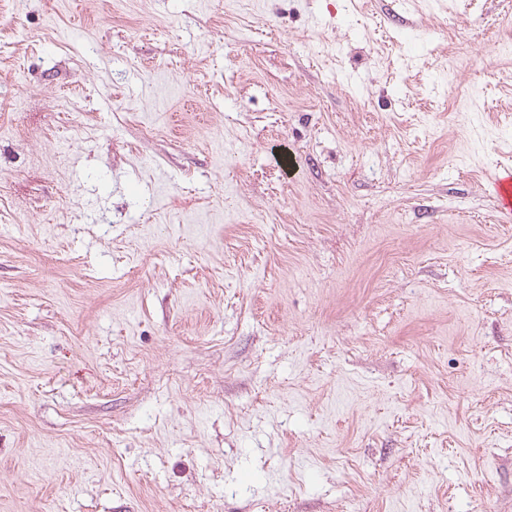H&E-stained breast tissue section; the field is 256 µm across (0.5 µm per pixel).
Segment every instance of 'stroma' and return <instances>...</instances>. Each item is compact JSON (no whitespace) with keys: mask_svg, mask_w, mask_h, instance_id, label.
Wrapping results in <instances>:
<instances>
[{"mask_svg":"<svg viewBox=\"0 0 512 512\" xmlns=\"http://www.w3.org/2000/svg\"><path fill=\"white\" fill-rule=\"evenodd\" d=\"M512 0H0V512H512ZM493 194L497 200L498 213L503 219L510 220L512 217V170L501 168L490 173L488 176Z\"/></svg>","mask_w":512,"mask_h":512,"instance_id":"stroma-1","label":"stroma"}]
</instances>
